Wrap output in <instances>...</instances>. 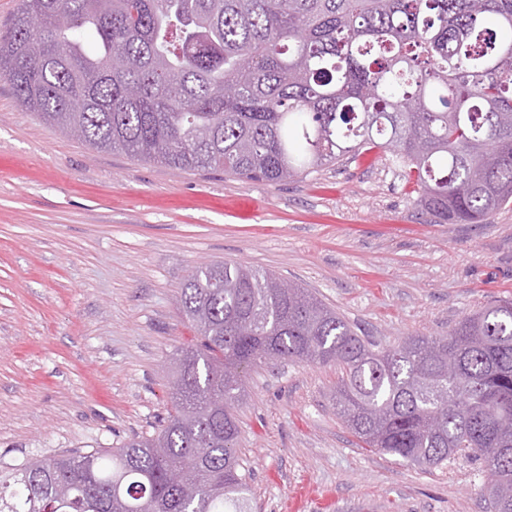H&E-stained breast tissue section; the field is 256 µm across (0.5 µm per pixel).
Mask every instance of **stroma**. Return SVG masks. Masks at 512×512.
<instances>
[{
  "mask_svg": "<svg viewBox=\"0 0 512 512\" xmlns=\"http://www.w3.org/2000/svg\"><path fill=\"white\" fill-rule=\"evenodd\" d=\"M394 153L297 181L173 171L89 149L22 108L0 78V459L112 448L167 415L169 359L193 333L180 288L241 263L306 288L375 342L443 336L512 299V204L438 224ZM333 364L250 371L235 406L251 512H490L482 461L422 470L361 447Z\"/></svg>",
  "mask_w": 512,
  "mask_h": 512,
  "instance_id": "35a3bbf8",
  "label": "stroma"
}]
</instances>
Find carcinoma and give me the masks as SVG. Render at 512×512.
<instances>
[{
	"label": "carcinoma",
	"instance_id": "carcinoma-1",
	"mask_svg": "<svg viewBox=\"0 0 512 512\" xmlns=\"http://www.w3.org/2000/svg\"><path fill=\"white\" fill-rule=\"evenodd\" d=\"M0 78L91 149L173 171L277 183L379 149L440 224L512 202V0H19ZM281 284L195 268L161 426L0 460V512H249L235 403L249 370L286 360L343 370L335 408L360 442L429 469L481 460L492 512H512L511 299L377 349Z\"/></svg>",
	"mask_w": 512,
	"mask_h": 512
}]
</instances>
